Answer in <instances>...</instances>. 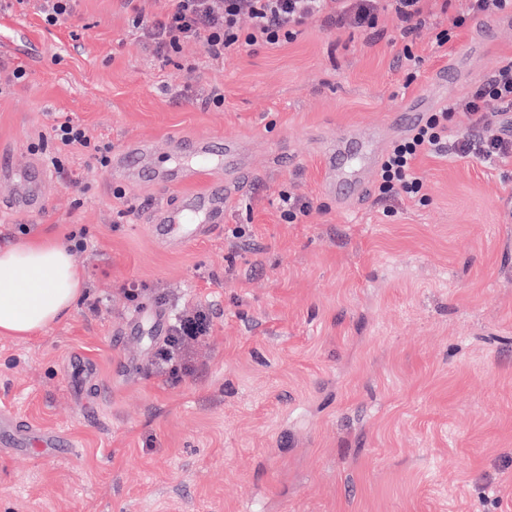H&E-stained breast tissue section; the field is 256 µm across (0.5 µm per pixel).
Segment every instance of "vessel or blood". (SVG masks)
Returning <instances> with one entry per match:
<instances>
[{
  "instance_id": "vessel-or-blood-1",
  "label": "vessel or blood",
  "mask_w": 512,
  "mask_h": 512,
  "mask_svg": "<svg viewBox=\"0 0 512 512\" xmlns=\"http://www.w3.org/2000/svg\"><path fill=\"white\" fill-rule=\"evenodd\" d=\"M443 95L430 92L411 98L398 112L390 114L368 139L343 136L333 143L322 160L328 190L343 182L357 183L364 171L376 165L391 138L419 125L428 112L441 107ZM149 143L136 141L114 153L112 168L126 171L141 158L152 156ZM168 164L152 172L158 187L170 188L195 179L206 180L204 190L182 198L179 205L158 207L149 220V232L162 247L182 249L213 235L224 222V213L250 175L241 165V147L226 142L217 147L201 140L172 138L167 151ZM48 195V179L39 164H31L26 175H19L11 154L0 152V202L18 211H40ZM64 434L33 429L11 412L0 411V445L17 451L38 448L51 454L67 446Z\"/></svg>"
}]
</instances>
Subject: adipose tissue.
<instances>
[{
  "instance_id": "adipose-tissue-1",
  "label": "adipose tissue",
  "mask_w": 512,
  "mask_h": 512,
  "mask_svg": "<svg viewBox=\"0 0 512 512\" xmlns=\"http://www.w3.org/2000/svg\"><path fill=\"white\" fill-rule=\"evenodd\" d=\"M85 273L68 246L42 237L0 249V334L33 336L63 317Z\"/></svg>"
}]
</instances>
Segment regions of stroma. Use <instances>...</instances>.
<instances>
[{"instance_id":"stroma-1","label":"stroma","mask_w":512,"mask_h":512,"mask_svg":"<svg viewBox=\"0 0 512 512\" xmlns=\"http://www.w3.org/2000/svg\"><path fill=\"white\" fill-rule=\"evenodd\" d=\"M468 6L428 0L406 38L387 12L367 31L310 20L291 41L224 60L192 42L153 56L134 20L166 0H76L55 26L0 10V46L28 48L0 55V151L18 168L70 118L116 151L232 140L253 175L222 229L179 251L154 243L148 216L193 184L115 179L82 157L51 173L41 211L0 214V247L23 224L61 240L82 229L94 244L76 258L87 285L66 318L0 336V409L73 442L54 456L0 447V512H512V160L421 157L420 196L395 201L372 171L342 210L320 161L327 142L379 126L457 61L468 77L446 89L449 134H501L497 104L480 126L458 109L512 58V15L435 44L446 14ZM215 86L219 107L205 102ZM283 190L308 214L282 220ZM131 281L211 309L193 375H153V336L124 335ZM100 295L108 305L90 312Z\"/></svg>"}]
</instances>
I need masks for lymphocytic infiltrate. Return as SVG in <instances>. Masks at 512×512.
<instances>
[{
	"instance_id": "f902f5d3",
	"label": "lymphocytic infiltrate",
	"mask_w": 512,
	"mask_h": 512,
	"mask_svg": "<svg viewBox=\"0 0 512 512\" xmlns=\"http://www.w3.org/2000/svg\"><path fill=\"white\" fill-rule=\"evenodd\" d=\"M164 15L143 24L142 35L151 52L167 56L183 44L193 42L215 59L238 54L247 47L276 46L291 40L306 20L317 19L342 28L368 30L377 24L379 13H394L401 22L402 36L412 34L423 22L426 0H168ZM248 27H241V18ZM494 101L512 111V62L499 66L480 84L466 105L470 122H479L487 102ZM54 149L44 161L64 169L73 155H83L105 166L111 161L112 146L94 135L84 124L65 119L51 125ZM452 151L459 157L485 159L512 157V139L495 137L475 140L449 139L448 112L440 110L407 137L393 144L384 157L378 182L380 196L411 198L423 187L415 169L423 155ZM212 315L202 307L176 311L151 359L153 371L172 380L190 375L196 361L193 348L210 333Z\"/></svg>"
}]
</instances>
